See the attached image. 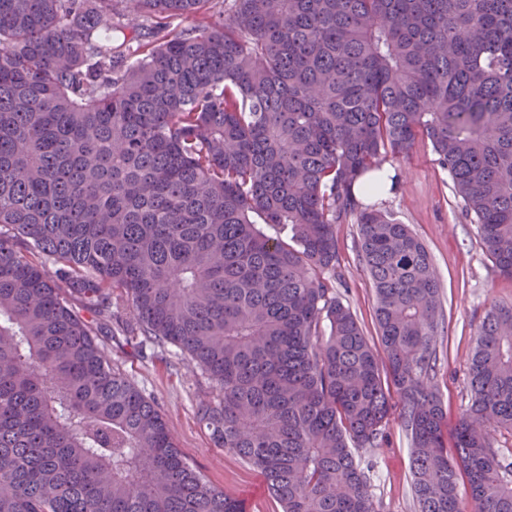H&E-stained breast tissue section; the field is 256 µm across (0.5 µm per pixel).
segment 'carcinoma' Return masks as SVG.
<instances>
[{
    "instance_id": "1",
    "label": "carcinoma",
    "mask_w": 512,
    "mask_h": 512,
    "mask_svg": "<svg viewBox=\"0 0 512 512\" xmlns=\"http://www.w3.org/2000/svg\"><path fill=\"white\" fill-rule=\"evenodd\" d=\"M419 139L512 277V0H0V512H243L119 334L208 376L282 512H376L353 449L394 414L418 512H512V305L450 435L431 256L354 195ZM353 214L378 350L336 296Z\"/></svg>"
}]
</instances>
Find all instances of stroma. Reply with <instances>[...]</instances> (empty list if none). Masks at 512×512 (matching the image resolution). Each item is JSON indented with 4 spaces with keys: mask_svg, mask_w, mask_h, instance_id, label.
I'll return each instance as SVG.
<instances>
[{
    "mask_svg": "<svg viewBox=\"0 0 512 512\" xmlns=\"http://www.w3.org/2000/svg\"><path fill=\"white\" fill-rule=\"evenodd\" d=\"M385 168L395 174L396 183L372 202L407 224L421 240L442 284L444 319L436 344L435 384L453 424L468 405V360L476 328L491 303L512 304V278L501 275L483 250L478 229L466 219L463 203L429 141H416L407 157L388 160ZM336 234L346 280L338 296L369 341L377 342L374 292L358 256L355 218L337 225ZM100 344L113 366L158 403L182 454L210 485L241 502L246 512H281L263 475L212 441L198 414L199 402L211 394V383L201 371H187L179 350L142 353L107 336L101 337ZM385 433L383 447L357 451L369 475L376 508L378 512H417L407 433L396 420L390 421Z\"/></svg>",
    "mask_w": 512,
    "mask_h": 512,
    "instance_id": "stroma-1",
    "label": "stroma"
}]
</instances>
